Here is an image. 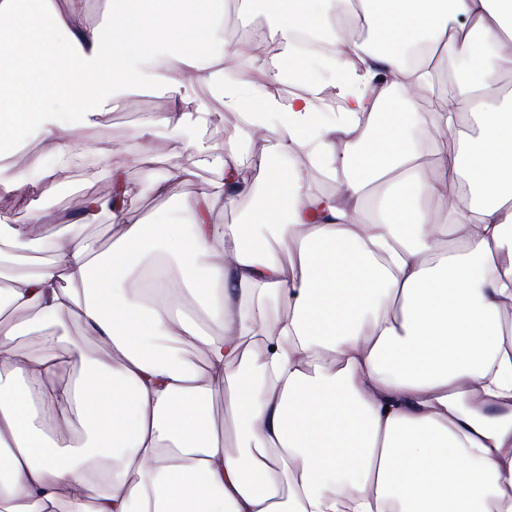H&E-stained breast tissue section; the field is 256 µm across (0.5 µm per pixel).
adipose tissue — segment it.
I'll return each mask as SVG.
<instances>
[{
    "label": "adipose tissue",
    "instance_id": "1",
    "mask_svg": "<svg viewBox=\"0 0 512 512\" xmlns=\"http://www.w3.org/2000/svg\"><path fill=\"white\" fill-rule=\"evenodd\" d=\"M81 3L0 0L1 147L59 136V110L88 121L149 81L177 103L156 126L204 115L190 96L202 80L280 136L245 222L211 220L246 188L244 140L188 203L190 236L101 196L80 219L120 222L111 253L59 236L45 266L0 283V512H512V92L499 83L512 0H113L108 37L74 27ZM228 5L273 23L285 69L309 68L301 31L333 43L326 71L355 53L340 111H323L315 83L257 99L210 55ZM451 47L460 93L437 123L456 150L437 149L430 174L393 91L433 90ZM291 150L341 173V194L311 195L282 162ZM464 187L486 205L440 224L420 207ZM154 255L175 263L161 288L194 297L223 334L116 286ZM67 320L95 356L58 332ZM188 336L203 366L183 357ZM219 394L235 454L207 414Z\"/></svg>",
    "mask_w": 512,
    "mask_h": 512
}]
</instances>
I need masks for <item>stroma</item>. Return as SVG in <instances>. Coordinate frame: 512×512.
Instances as JSON below:
<instances>
[{"instance_id": "35a3bbf8", "label": "stroma", "mask_w": 512, "mask_h": 512, "mask_svg": "<svg viewBox=\"0 0 512 512\" xmlns=\"http://www.w3.org/2000/svg\"><path fill=\"white\" fill-rule=\"evenodd\" d=\"M193 91L196 98L208 102L209 114L185 135L155 133L153 117L172 111L173 100L166 89L145 85L134 91L138 99L135 108L119 103L111 112L88 122L64 120L63 134L58 138L31 133L21 136L0 151L10 158L21 184L14 193L0 194V214L8 216L11 223L26 225L33 239L45 241L75 231L95 239L101 251H111L119 226L107 214L96 223H82L72 212L70 199L99 194L116 175L126 191L125 206L134 218L175 224L182 235H190L192 227L186 222L183 204L192 200L202 183L220 178L216 160L231 153L243 134L235 113L224 110L209 85L197 83ZM190 139L200 144V151L186 149ZM64 144L76 153L92 155L96 166L55 168V154ZM173 164L192 170V177L172 180L164 192H154L156 176ZM37 167L51 173L49 192L30 187L31 173Z\"/></svg>"}]
</instances>
